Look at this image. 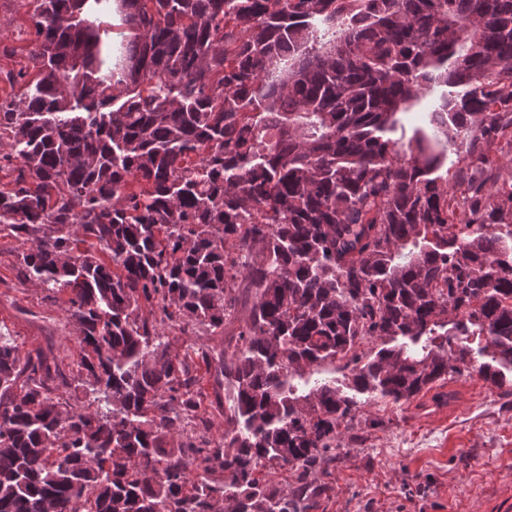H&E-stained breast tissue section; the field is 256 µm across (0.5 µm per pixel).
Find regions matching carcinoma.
<instances>
[{
  "label": "carcinoma",
  "mask_w": 512,
  "mask_h": 512,
  "mask_svg": "<svg viewBox=\"0 0 512 512\" xmlns=\"http://www.w3.org/2000/svg\"><path fill=\"white\" fill-rule=\"evenodd\" d=\"M24 4L35 77L0 103V234L70 293L92 401L0 336V512H312L348 391L512 385V179L491 157L512 152V0ZM239 278L241 348L199 353L235 390L211 438L163 326L224 331Z\"/></svg>",
  "instance_id": "carcinoma-1"
}]
</instances>
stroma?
Returning a JSON list of instances; mask_svg holds the SVG:
<instances>
[{"instance_id": "stroma-1", "label": "stroma", "mask_w": 512, "mask_h": 512, "mask_svg": "<svg viewBox=\"0 0 512 512\" xmlns=\"http://www.w3.org/2000/svg\"><path fill=\"white\" fill-rule=\"evenodd\" d=\"M31 37L18 0H0V43L15 50L0 54V101L22 90L5 74L26 65ZM19 253L16 240L0 236V334L21 353L47 355L64 375L76 376L81 349L69 296L23 280ZM248 315V308H240L215 335L191 326L168 328V357L188 358L202 346L233 354ZM197 375L209 433L220 435L227 424L219 401L230 388L218 383L215 370L202 367ZM339 444L318 512H478L483 499L497 495L512 476L506 469L512 462V394L477 372L451 373L406 403H359Z\"/></svg>"}]
</instances>
